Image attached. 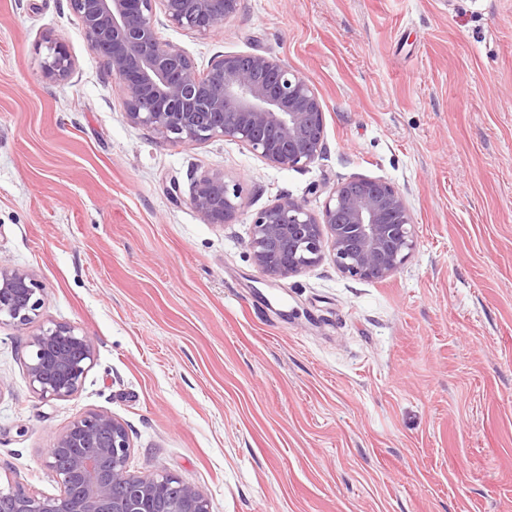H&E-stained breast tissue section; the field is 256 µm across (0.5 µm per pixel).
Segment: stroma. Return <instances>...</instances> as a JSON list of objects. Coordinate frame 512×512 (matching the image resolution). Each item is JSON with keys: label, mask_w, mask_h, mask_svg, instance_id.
<instances>
[{"label": "stroma", "mask_w": 512, "mask_h": 512, "mask_svg": "<svg viewBox=\"0 0 512 512\" xmlns=\"http://www.w3.org/2000/svg\"><path fill=\"white\" fill-rule=\"evenodd\" d=\"M159 32L201 71L257 53L308 77L325 151L279 169L131 125L69 0H0V266L41 283L37 325L97 351L76 395L44 399L0 325V480L58 494L56 435L107 411L131 471L211 512H512V0H245L211 35ZM54 43L65 82L44 75ZM207 172L244 188L232 223L189 203ZM353 177L403 194L411 258L268 283L252 214L283 194L320 212ZM45 75L55 81H66L71 78L74 65L63 45L54 44L49 47V54L44 61Z\"/></svg>", "instance_id": "obj_1"}]
</instances>
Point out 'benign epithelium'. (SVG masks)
I'll list each match as a JSON object with an SVG mask.
<instances>
[{"label": "benign epithelium", "instance_id": "obj_1", "mask_svg": "<svg viewBox=\"0 0 512 512\" xmlns=\"http://www.w3.org/2000/svg\"><path fill=\"white\" fill-rule=\"evenodd\" d=\"M91 49L124 96L135 126L191 144L221 137L241 144L271 167L303 168L325 150V101L307 77L277 57L224 54L201 72L179 46L159 35L156 5L166 20L201 36L236 16L244 0H69ZM74 71L54 44L45 75L66 81ZM243 186L221 174L199 177L190 205L203 221L237 218ZM255 266L277 281L330 254L337 270L359 281L384 280L416 248L414 224L401 192L382 179L349 178L330 189L320 213L288 194L254 213L247 242ZM42 288L25 270L0 267V324L27 334L26 375L43 398L68 399L93 366L92 339L69 323L28 332ZM127 425L108 412L76 417L44 459L59 494L29 495L0 485V512H211L204 493L168 474L128 470Z\"/></svg>", "mask_w": 512, "mask_h": 512}]
</instances>
